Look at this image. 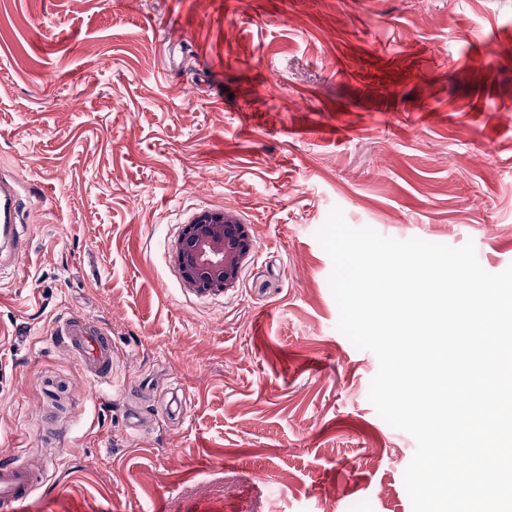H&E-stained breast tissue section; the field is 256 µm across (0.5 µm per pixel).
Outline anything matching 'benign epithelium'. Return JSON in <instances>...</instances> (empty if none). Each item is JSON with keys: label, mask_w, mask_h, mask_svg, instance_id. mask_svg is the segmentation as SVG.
Returning <instances> with one entry per match:
<instances>
[{"label": "benign epithelium", "mask_w": 512, "mask_h": 512, "mask_svg": "<svg viewBox=\"0 0 512 512\" xmlns=\"http://www.w3.org/2000/svg\"><path fill=\"white\" fill-rule=\"evenodd\" d=\"M248 225L229 211H203L184 225L170 259L185 286L218 296L237 286L253 252Z\"/></svg>", "instance_id": "benign-epithelium-1"}]
</instances>
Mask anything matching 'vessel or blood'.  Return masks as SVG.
<instances>
[{
  "label": "vessel or blood",
  "instance_id": "1",
  "mask_svg": "<svg viewBox=\"0 0 512 512\" xmlns=\"http://www.w3.org/2000/svg\"><path fill=\"white\" fill-rule=\"evenodd\" d=\"M20 181L0 173V275L19 276L28 250L19 222ZM56 338L75 354L80 369L92 383L112 378L114 352L112 338L99 323L82 315L60 319L54 328ZM47 461L0 462V504L17 505L27 501L41 483Z\"/></svg>",
  "mask_w": 512,
  "mask_h": 512
}]
</instances>
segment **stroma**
<instances>
[{
	"instance_id": "obj_1",
	"label": "stroma",
	"mask_w": 512,
	"mask_h": 512,
	"mask_svg": "<svg viewBox=\"0 0 512 512\" xmlns=\"http://www.w3.org/2000/svg\"><path fill=\"white\" fill-rule=\"evenodd\" d=\"M0 170L29 242L0 458H64L17 512H412L315 233L338 207L512 265V0H0ZM205 209L255 241L221 296L170 260ZM70 314L111 384L52 338ZM54 335L75 354L82 373L94 386L112 379V337L99 323L82 315H70L58 321Z\"/></svg>"
}]
</instances>
